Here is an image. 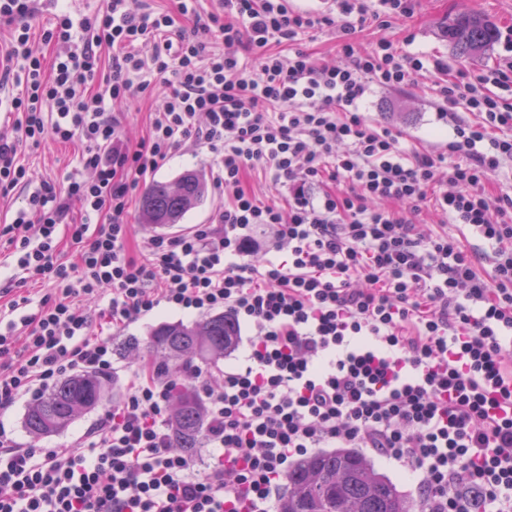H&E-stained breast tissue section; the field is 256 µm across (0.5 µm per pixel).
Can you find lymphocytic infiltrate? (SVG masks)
<instances>
[{
    "label": "lymphocytic infiltrate",
    "instance_id": "obj_1",
    "mask_svg": "<svg viewBox=\"0 0 512 512\" xmlns=\"http://www.w3.org/2000/svg\"><path fill=\"white\" fill-rule=\"evenodd\" d=\"M198 2L178 0L193 28L177 32L167 11L129 0L78 21L62 6L36 42V0H0V112L12 120L0 198L26 196L0 238L13 282L49 287L0 310V408L76 372L110 375L98 317L118 330L161 308L221 309L254 331L244 363L217 376L186 368L207 406L206 458L173 448L175 381L145 364L73 447L22 448L0 426V512H273L294 459L315 448L396 463L423 512H512V195L490 188L512 162V37L498 67L452 73L387 38L358 39L416 0H336L332 14L288 0H218L203 13ZM325 27L339 33L332 65L301 46ZM427 68L453 138L408 153L360 106ZM158 87L162 109L131 139L118 111ZM49 139L82 145L62 185L34 181L21 158ZM187 145L212 154L223 206L130 255L134 190ZM251 171L287 186L285 205L247 192ZM428 201L482 247L421 224ZM260 226L287 261L253 260Z\"/></svg>",
    "mask_w": 512,
    "mask_h": 512
}]
</instances>
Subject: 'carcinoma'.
Returning <instances> with one entry per match:
<instances>
[{
  "label": "carcinoma",
  "mask_w": 512,
  "mask_h": 512,
  "mask_svg": "<svg viewBox=\"0 0 512 512\" xmlns=\"http://www.w3.org/2000/svg\"><path fill=\"white\" fill-rule=\"evenodd\" d=\"M451 50L461 56L485 54L497 41L495 24L476 14H457L440 31ZM205 197V187L188 172L175 182H154L142 196L139 221L147 226L177 224ZM238 326L227 314L210 316L188 326L161 323L151 329L146 349L165 373L181 374L194 359L208 365L232 350ZM106 397V380L95 373H78L57 384L25 411V430L35 436L67 428L75 418L94 409ZM173 448L193 454L205 432L206 408L191 386H185L173 406ZM287 492L278 512H421L389 477L356 449L339 448L304 457L286 476Z\"/></svg>",
  "instance_id": "cac0c4a2"
}]
</instances>
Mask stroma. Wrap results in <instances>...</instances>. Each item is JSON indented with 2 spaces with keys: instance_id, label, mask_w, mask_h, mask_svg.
I'll list each match as a JSON object with an SVG mask.
<instances>
[{
  "instance_id": "35a3bbf8",
  "label": "stroma",
  "mask_w": 512,
  "mask_h": 512,
  "mask_svg": "<svg viewBox=\"0 0 512 512\" xmlns=\"http://www.w3.org/2000/svg\"><path fill=\"white\" fill-rule=\"evenodd\" d=\"M466 11H478L495 23L500 34L512 31V0H418L414 14L408 18L390 20L386 29L365 27L358 37L363 45H370L380 37H387L398 47L411 53H423L447 63L449 69L462 66L473 70L489 69L498 65L502 48L493 45L480 57H460L452 52L439 31L448 18ZM363 110L366 118L373 123L389 124L401 132L400 146L412 151L432 141H445L451 127L439 119L434 105L431 80L417 77L415 82L399 90H376L366 99ZM76 145L47 142L38 150L27 153L25 160L31 174L37 179H63L76 166ZM211 156L207 149L181 150L168 159L151 178L155 181L172 182L182 173L192 171L202 180L210 178ZM148 351L139 356L114 355L112 368L115 383L102 405L81 414L64 431L33 438L24 429L23 417L29 404L28 398H20L10 407L0 410V425L10 430L21 446L34 445L40 448H68L79 442L104 410L110 409L120 399L125 385L137 362H151Z\"/></svg>"
}]
</instances>
